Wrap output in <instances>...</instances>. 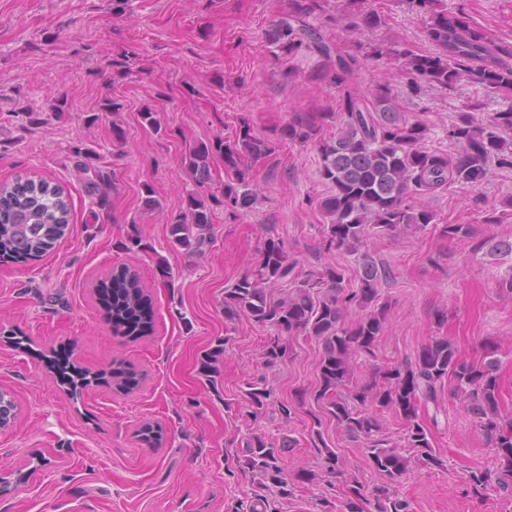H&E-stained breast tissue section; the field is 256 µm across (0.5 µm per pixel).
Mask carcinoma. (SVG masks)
Segmentation results:
<instances>
[{"instance_id": "obj_1", "label": "carcinoma", "mask_w": 512, "mask_h": 512, "mask_svg": "<svg viewBox=\"0 0 512 512\" xmlns=\"http://www.w3.org/2000/svg\"><path fill=\"white\" fill-rule=\"evenodd\" d=\"M323 2L289 0L288 16L269 29L268 40L289 56L307 49L328 62L311 79L344 90L346 119L336 134L327 137L323 127L327 113L296 112L281 129L280 137L312 144L321 155V175L332 187L331 196L323 202L331 218L324 249L357 251L373 229L387 235L401 226L421 228L434 223L432 211L411 203L414 196L450 182L477 184L494 161L512 166V105L485 120L469 111L458 113L448 127V138L460 151L450 159L424 150L427 128L402 118L390 84H376L368 104L349 90L354 73L370 60L381 61L433 87L448 89L465 81L487 91H512V66L504 60L512 56V47L500 45L471 26L464 13L448 11L441 0H409L411 7L425 15V33L433 53L417 54L394 41L373 44L367 50L360 44L356 50L342 54L320 30L306 24L307 18L323 11ZM382 23L376 11L350 21L352 26L365 29L378 28ZM136 65V55L125 53L112 59V74L125 77ZM277 148L276 141L256 135L243 122L232 136L196 144L186 163L193 179L204 184L210 179L211 160L222 156L225 167L235 175L224 183V207L244 209L255 197L245 161L265 159ZM70 220L71 209L62 188L21 175L0 184V258L23 261L44 256L65 237ZM211 224L212 213L206 201L190 194L185 209L169 224L171 243L192 253L200 252L210 242ZM441 232L450 240L469 238L472 226L446 224ZM361 257L359 287L350 290L344 286V271L334 265L324 267L319 274L297 273V264L290 259L284 243L270 238L256 264L233 287L224 289V318L233 321L246 315L280 332L263 347L267 365L287 354L288 346L281 336L317 338L322 351L317 363L316 401L322 402L329 417L346 433L370 440L380 429L374 410H394L407 421L408 444L418 449L430 468L441 466L442 461L433 454L427 431L417 421V407L422 401H437L438 387L449 379L454 394L493 444L501 467L506 469V477L497 485L503 489L512 486V420L503 422L498 414L496 360L475 364L461 358L448 339L437 338L413 361L376 368L375 373L383 378L382 386L355 388L346 399L337 396V390L353 376L351 358L360 353L375 355L387 323V309L376 304L378 285L387 277V270L368 253H361ZM286 283L294 285V290L279 299L272 297L269 290ZM98 295L102 303L111 301L113 334L135 338L150 331L152 303L136 271L129 267L115 271L109 280L100 283ZM354 302L369 308V312L349 323L346 313ZM223 358L222 344L205 353L201 374L210 379L220 373ZM140 382L141 376L134 369L121 364L112 368V383L117 390L129 392ZM269 397L270 391L257 383L248 384L244 393L254 414L263 409ZM16 411L14 398L0 391V429L10 426ZM284 448V444L278 446L255 435L246 441L243 465L260 477L262 488L273 487L286 499L294 494L296 484L311 482L316 474L303 469L288 476L282 458ZM369 456L370 465L389 480L408 471V461L379 442L369 448ZM467 484L480 496L492 487L490 477L480 470L468 475ZM372 497L375 512H408V504L392 498L384 485L376 487Z\"/></svg>"}]
</instances>
